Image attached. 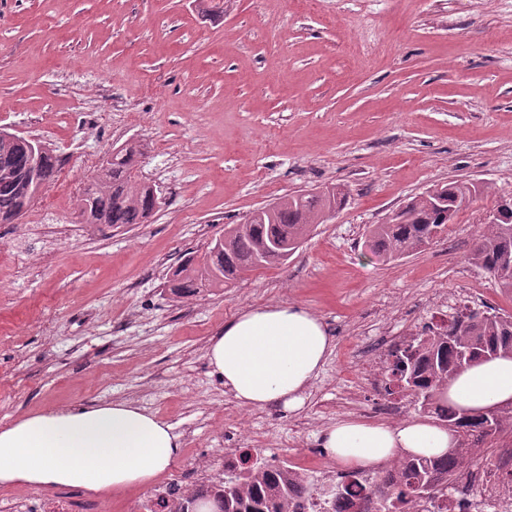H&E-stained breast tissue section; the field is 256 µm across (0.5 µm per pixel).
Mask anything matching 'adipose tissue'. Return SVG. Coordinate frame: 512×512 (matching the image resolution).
<instances>
[{
    "instance_id": "adipose-tissue-1",
    "label": "adipose tissue",
    "mask_w": 512,
    "mask_h": 512,
    "mask_svg": "<svg viewBox=\"0 0 512 512\" xmlns=\"http://www.w3.org/2000/svg\"><path fill=\"white\" fill-rule=\"evenodd\" d=\"M331 349L320 318L278 304L238 313L211 338L207 357L212 375L240 406L293 411ZM442 398L468 413L512 406V357L463 369ZM456 444L448 428L419 417L396 425L339 420L319 434L320 447L354 471L405 455L441 456ZM181 448L171 426L128 403L51 410L0 427V486L70 488L93 495L144 489L173 464Z\"/></svg>"
}]
</instances>
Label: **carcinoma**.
<instances>
[{"label": "carcinoma", "instance_id": "cac0c4a2", "mask_svg": "<svg viewBox=\"0 0 512 512\" xmlns=\"http://www.w3.org/2000/svg\"><path fill=\"white\" fill-rule=\"evenodd\" d=\"M22 148L0 142V224H9L23 202L17 181L24 177ZM139 145L126 142L112 160L103 162L84 187V202L91 215L110 227L142 224L155 201L147 191H138L141 180ZM63 161L47 153L40 162L42 185L54 180ZM484 187L472 180L436 184L411 198L381 224L366 230V243L384 262L418 254L437 242L461 207L481 195ZM345 187L327 186L315 193L285 195L252 212L240 224L225 225L229 235L224 246L204 255L188 252L169 276L167 290L175 297H193L222 290L255 269L288 261L320 224L344 204ZM470 264L482 269L507 292H512V202L497 206L489 216L468 254ZM512 355V313L490 309L486 315L464 306L448 319L427 325L421 335L412 334L402 346L381 362L383 390L387 396L410 398L414 409L427 413L458 437V445L443 457L408 455L398 468L374 481L364 501H375L378 512H407L408 503L425 500L437 508L448 504V486L458 470L470 462L472 449L482 448L512 424V408L483 413L460 412L445 403L442 390L461 369L480 360ZM251 454H241V464L227 469L224 482L214 489L194 490L169 512H199L211 504V512H294V499L304 491L299 480L288 478L284 467L250 463ZM360 473H347V481L325 491L336 501Z\"/></svg>", "mask_w": 512, "mask_h": 512}]
</instances>
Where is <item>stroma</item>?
I'll use <instances>...</instances> for the list:
<instances>
[{"label": "stroma", "instance_id": "stroma-1", "mask_svg": "<svg viewBox=\"0 0 512 512\" xmlns=\"http://www.w3.org/2000/svg\"><path fill=\"white\" fill-rule=\"evenodd\" d=\"M0 127L63 161L0 224V426L129 401L182 434L172 472L231 448L289 460L379 399L380 344L441 295L512 312L467 260L512 196V0H0ZM129 139L146 144L155 219L79 224L84 182ZM461 178L484 192L439 242L394 263L365 248L368 225ZM329 184L345 203L286 265L179 302L165 292L224 225ZM268 304L312 312L333 339L292 412L240 406L206 358L226 322Z\"/></svg>", "mask_w": 512, "mask_h": 512}]
</instances>
